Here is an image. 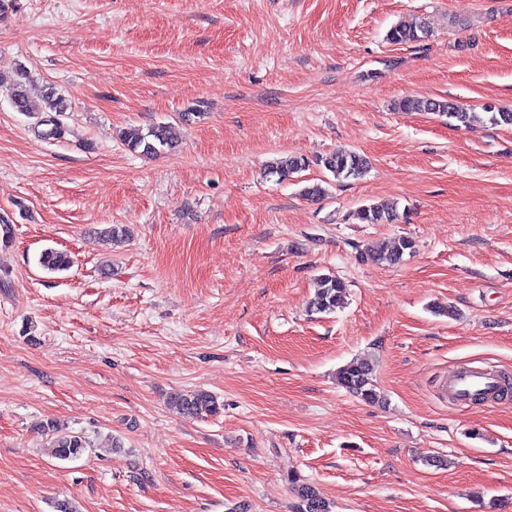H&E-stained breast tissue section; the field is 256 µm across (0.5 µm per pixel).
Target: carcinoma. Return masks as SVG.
Segmentation results:
<instances>
[{
  "label": "carcinoma",
  "instance_id": "obj_1",
  "mask_svg": "<svg viewBox=\"0 0 512 512\" xmlns=\"http://www.w3.org/2000/svg\"><path fill=\"white\" fill-rule=\"evenodd\" d=\"M428 30L422 25L397 26L387 33V40L392 44L421 42L428 38ZM28 71L20 67L11 76L0 74V87L5 85L10 93V100L17 111L31 112L33 105L28 95ZM44 101L51 112L67 111L66 99L51 88L45 93ZM401 112H431L445 115L458 123H467L471 115L465 109L447 100L433 98L407 97L396 104ZM125 142L133 151H141L147 156H153L162 149H173L179 142L176 128L170 124H159L147 133L131 129L125 134ZM320 163L326 171L338 181L358 180L369 169L367 158L356 151H336L321 158ZM306 166V160L298 156H288L274 160L268 165V174L277 177V182L288 180L293 174ZM354 218L363 224H391L396 219L393 208L383 204H369L359 207L354 212ZM126 236V229L111 224L99 231V239L104 244L113 246L120 244ZM415 251V242L404 237L398 243L378 242L367 246L361 252V258L373 261L399 264L404 255ZM71 257L54 249L44 250L39 257V264L47 271H63L70 267ZM348 285L334 274H324L321 277L320 288L317 289L314 306L319 313H334L348 303ZM336 383L348 393L368 403L375 404L381 400V393L374 381V367L371 363L355 362L340 367L336 372ZM170 406L180 414L193 416H213L220 412V404L209 392L193 390L174 394ZM44 429L52 436L54 455L60 460H72L81 455L87 448L84 437L72 433L63 426L50 422ZM290 482L299 499V512H331L329 504L321 498L316 488L299 478L291 477Z\"/></svg>",
  "mask_w": 512,
  "mask_h": 512
}]
</instances>
